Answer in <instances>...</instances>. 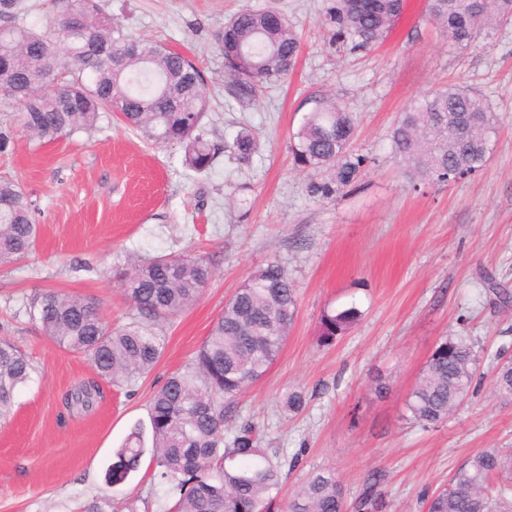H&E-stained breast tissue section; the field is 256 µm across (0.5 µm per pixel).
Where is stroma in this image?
I'll return each mask as SVG.
<instances>
[{"instance_id":"1","label":"stroma","mask_w":512,"mask_h":512,"mask_svg":"<svg viewBox=\"0 0 512 512\" xmlns=\"http://www.w3.org/2000/svg\"><path fill=\"white\" fill-rule=\"evenodd\" d=\"M132 37L160 41L200 69L210 110L213 167L198 174L176 143H156L101 113L95 127L48 142L19 126L0 103L14 140L0 151V176L22 183L38 211L37 246L0 266V337L37 366L0 421V512H164L170 500L149 458L121 483L106 482L115 452L148 424L153 394L191 361L224 303L252 272L278 263L297 292L295 319L267 373L240 395L260 447L298 457L282 486L290 496L319 468L335 471L348 498L380 475L381 512H425L472 455L512 450V398L497 395L492 367L512 357V23L460 48L430 17L426 0H406L384 41L350 50L334 43L331 0H101ZM246 6L283 13L299 36L294 71L251 102L224 85L217 34ZM451 83L487 99L498 118L489 161L448 183H409L395 160L391 129L412 99ZM351 112L355 183L313 193L321 173L298 168L293 136L317 101ZM251 132L249 159L235 149ZM191 254L212 275L199 300L164 329L154 369L128 382H102L86 412L65 395L95 379L90 361L59 347L30 317L48 291L94 297L112 324L130 321L120 272L128 257ZM361 317L335 344L317 343L327 310ZM470 336L480 356L475 391L448 420L412 422L406 396L445 336ZM385 376L389 390L374 392ZM303 391L306 409L284 398Z\"/></svg>"}]
</instances>
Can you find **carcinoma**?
I'll use <instances>...</instances> for the list:
<instances>
[{"label": "carcinoma", "instance_id": "cac0c4a2", "mask_svg": "<svg viewBox=\"0 0 512 512\" xmlns=\"http://www.w3.org/2000/svg\"><path fill=\"white\" fill-rule=\"evenodd\" d=\"M59 11L39 29L24 24V0H0V101L19 109L29 134L53 141L92 128L102 112L151 139L184 148L185 164L211 168L216 157L203 134L208 109L201 71L161 42L130 38L101 12L99 0H58ZM404 0H334L327 14L336 42L362 49L382 42ZM432 19L455 46L467 47L481 32L512 20V0H428ZM224 82L245 102L287 78L301 42L281 13L247 6L218 34ZM351 113L324 99L295 134V161L327 173L313 192L327 196L352 184L363 159L349 153ZM495 113L487 100L450 84L412 100L390 133L395 159L412 180L442 181L480 169L488 160ZM36 207L23 186L0 179V265L25 258L36 247ZM211 276L204 259L160 255L131 263L124 293L135 317L112 327L94 299L55 292L31 302L30 315L59 346L89 358L99 380H133L149 373L165 348L164 323L192 306ZM297 306L284 271L269 263L254 271L224 304L208 336L186 368L153 395L149 428L135 425L118 449L117 483L138 469L145 453L154 479L174 500L168 512H379L376 475L350 502L330 470L311 473L292 497L281 495L284 468L295 460L262 448L253 426L239 421L234 400L262 377L281 350ZM360 317L350 307L325 312L319 341L333 344ZM479 355L470 337L448 336L433 350L405 406L410 419L434 425L470 395ZM38 368L9 339L0 338V420L12 411L16 391ZM495 387L512 396V358L498 359ZM98 380L76 387L67 407L88 409L100 397ZM426 512H512V451L487 448L471 456L447 487L432 494Z\"/></svg>", "mask_w": 512, "mask_h": 512}]
</instances>
